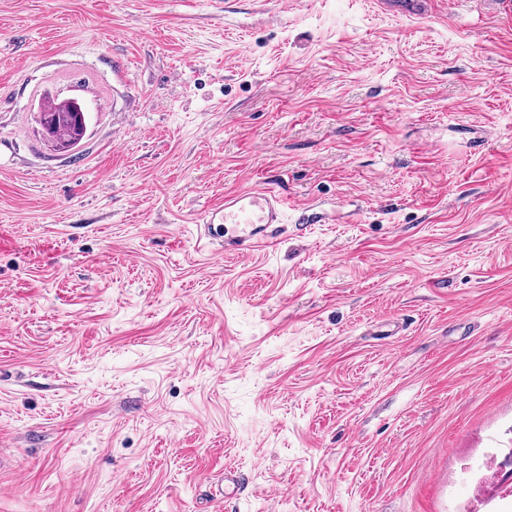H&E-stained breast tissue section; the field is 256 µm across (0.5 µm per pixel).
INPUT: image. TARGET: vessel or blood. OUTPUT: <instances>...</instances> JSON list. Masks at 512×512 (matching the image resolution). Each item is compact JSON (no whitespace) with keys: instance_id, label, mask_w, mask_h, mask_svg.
Listing matches in <instances>:
<instances>
[{"instance_id":"vessel-or-blood-1","label":"vessel or blood","mask_w":512,"mask_h":512,"mask_svg":"<svg viewBox=\"0 0 512 512\" xmlns=\"http://www.w3.org/2000/svg\"><path fill=\"white\" fill-rule=\"evenodd\" d=\"M287 207V199L271 189L226 195L223 206L206 212L198 238L206 244L223 238L231 246L258 248L271 239L273 225L284 223Z\"/></svg>"}]
</instances>
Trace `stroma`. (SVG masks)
Here are the masks:
<instances>
[{
	"label": "stroma",
	"mask_w": 512,
	"mask_h": 512,
	"mask_svg": "<svg viewBox=\"0 0 512 512\" xmlns=\"http://www.w3.org/2000/svg\"><path fill=\"white\" fill-rule=\"evenodd\" d=\"M250 188L323 219L199 246ZM511 456L495 0H0V512H512ZM82 110V108H81ZM73 112L71 108H67L63 101L55 100L48 102L42 109L43 120L45 126L51 131L56 143L61 147L68 149L77 146L79 140L72 146L75 140L82 135L83 122L86 126L84 111ZM44 126V125H43ZM42 127L43 135L51 140L47 129ZM51 138V139H50Z\"/></svg>",
	"instance_id": "35a3bbf8"
}]
</instances>
